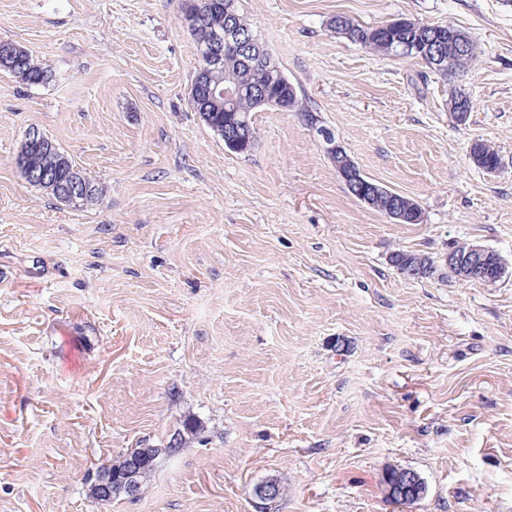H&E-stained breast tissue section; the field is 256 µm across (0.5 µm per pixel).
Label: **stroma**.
<instances>
[{
	"instance_id": "35a3bbf8",
	"label": "stroma",
	"mask_w": 512,
	"mask_h": 512,
	"mask_svg": "<svg viewBox=\"0 0 512 512\" xmlns=\"http://www.w3.org/2000/svg\"><path fill=\"white\" fill-rule=\"evenodd\" d=\"M182 0H0V512H512V5L245 0L301 112H255L245 154L194 112ZM408 17L477 46L444 77L336 36ZM461 87L465 124L448 111ZM414 198L399 224L352 196L307 117ZM38 127L103 188L75 209L20 175ZM494 147L488 174L473 142ZM498 253L494 283L413 279L398 252ZM199 431L135 498L87 472ZM408 468L405 507L381 480ZM0 43H14L19 47L18 54L0 57V70L9 72L19 81L30 86L49 82L51 73L36 62L27 49L11 40L0 41ZM470 154L475 165L486 172L492 173V170H497L500 167L501 158L499 153L485 142H474L471 145ZM390 477L393 481L388 482L385 494L394 502L409 506L422 497V481L415 472L403 469Z\"/></svg>"
}]
</instances>
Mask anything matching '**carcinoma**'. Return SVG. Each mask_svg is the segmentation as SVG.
<instances>
[{"label": "carcinoma", "instance_id": "1", "mask_svg": "<svg viewBox=\"0 0 512 512\" xmlns=\"http://www.w3.org/2000/svg\"><path fill=\"white\" fill-rule=\"evenodd\" d=\"M190 9L201 15L199 30L193 37L194 41H199L205 30H224L226 23L224 8L213 5V0H198L197 3L190 6ZM329 26L341 37L382 55L393 53V50L389 49V44L393 40L416 38L425 42L435 32L439 33L443 39H448V26L446 25L421 23L416 30L394 27L388 31H375L355 23L346 16L338 15L330 21ZM0 70L9 72L19 81L30 86L46 84L51 79V73L36 62L32 54L22 46L19 47L18 54L0 57ZM229 78L233 79L241 89V96L237 100L236 107L237 111L249 120V132L253 137L256 136V128L252 122V113L262 108V105L253 98V93L257 91L278 85L280 89L277 90V96L284 101L288 111H306L296 86L289 81L288 77L283 74L279 80H274L272 74L260 60L242 64L227 58L219 63L210 62L206 65L202 63L195 71L192 87L197 90L207 87L222 88L225 80ZM191 105L210 130L224 128L225 112L222 98L209 101L206 99L199 101L194 98L191 100ZM470 154L475 165L487 172L500 167L499 153L485 142H474L471 145ZM25 155L32 164L41 167L58 180L72 175L73 169L76 168L72 159L57 146L53 147L52 152L46 153L43 151L42 144L31 143L25 147ZM78 172L89 186L90 193L71 203V206L83 208L98 203L103 195L102 187L85 169L80 168ZM392 263L401 271L407 266L419 264L423 267L422 277L424 278L432 277L438 270L434 259L416 253H396L392 256Z\"/></svg>", "mask_w": 512, "mask_h": 512}]
</instances>
